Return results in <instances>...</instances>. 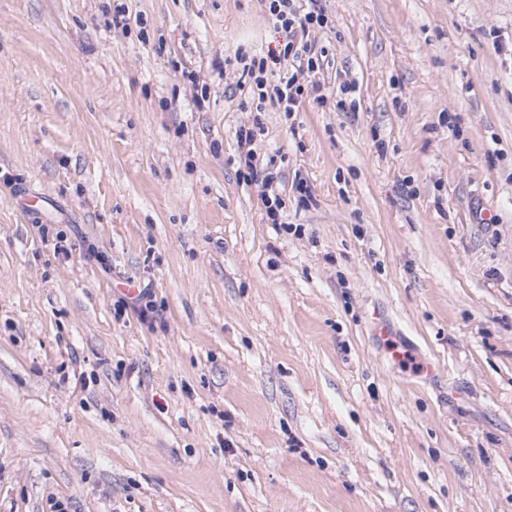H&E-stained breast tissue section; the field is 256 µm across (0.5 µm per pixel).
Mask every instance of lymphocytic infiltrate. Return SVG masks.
<instances>
[{
  "label": "lymphocytic infiltrate",
  "mask_w": 512,
  "mask_h": 512,
  "mask_svg": "<svg viewBox=\"0 0 512 512\" xmlns=\"http://www.w3.org/2000/svg\"><path fill=\"white\" fill-rule=\"evenodd\" d=\"M268 12L284 40L268 54L246 58L236 56L238 83L247 87L257 109L273 105L279 111H299L309 85L304 78L318 69L324 54L310 34L325 20L318 0H266Z\"/></svg>",
  "instance_id": "1"
}]
</instances>
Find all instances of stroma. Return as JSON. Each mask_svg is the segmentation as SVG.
Returning <instances> with one entry per match:
<instances>
[{
	"mask_svg": "<svg viewBox=\"0 0 512 512\" xmlns=\"http://www.w3.org/2000/svg\"><path fill=\"white\" fill-rule=\"evenodd\" d=\"M322 6L0 0V512H512V0ZM319 1L266 0L269 14L284 33L283 43L279 49L252 57L249 62L238 54L233 68L239 76L238 84L248 86L253 104L257 100L256 111L261 112L269 104L289 116L300 111L309 87L313 91L322 89L317 82L305 83V76L318 70L317 61L325 53L323 47L318 48L315 40L309 39L311 32L323 28L325 14ZM263 133L260 123H254L251 126H240L236 130V139L239 147V162L247 169L248 175L257 178V166L254 164L255 153L254 146L258 140V136Z\"/></svg>",
	"mask_w": 512,
	"mask_h": 512,
	"instance_id": "obj_1",
	"label": "stroma"
}]
</instances>
